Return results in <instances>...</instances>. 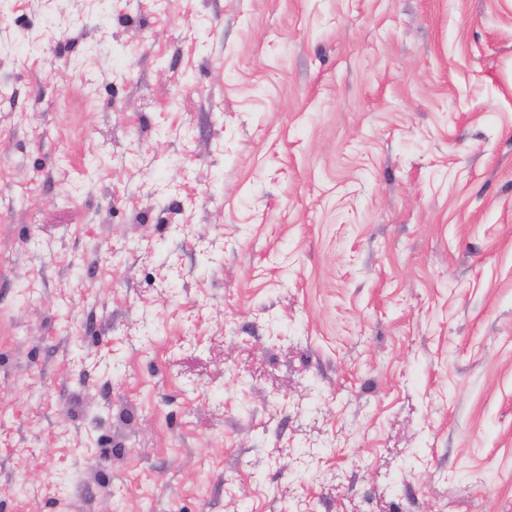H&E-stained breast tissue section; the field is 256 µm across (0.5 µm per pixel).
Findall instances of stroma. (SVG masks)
I'll use <instances>...</instances> for the list:
<instances>
[{"instance_id": "obj_1", "label": "stroma", "mask_w": 512, "mask_h": 512, "mask_svg": "<svg viewBox=\"0 0 512 512\" xmlns=\"http://www.w3.org/2000/svg\"><path fill=\"white\" fill-rule=\"evenodd\" d=\"M0 512H512V0H0Z\"/></svg>"}]
</instances>
